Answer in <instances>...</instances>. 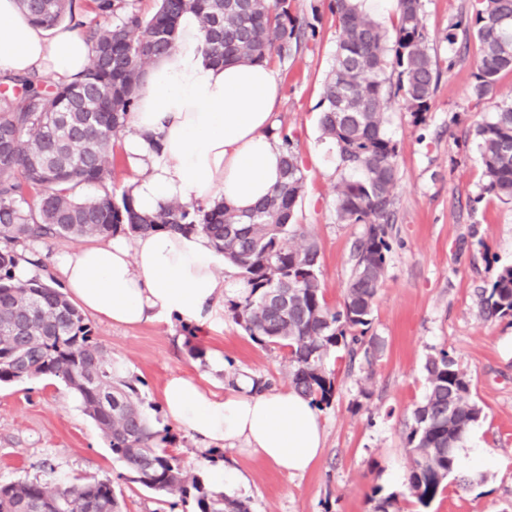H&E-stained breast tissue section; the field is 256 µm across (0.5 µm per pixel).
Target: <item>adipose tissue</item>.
<instances>
[{
  "label": "adipose tissue",
  "mask_w": 512,
  "mask_h": 512,
  "mask_svg": "<svg viewBox=\"0 0 512 512\" xmlns=\"http://www.w3.org/2000/svg\"><path fill=\"white\" fill-rule=\"evenodd\" d=\"M91 47L79 31L34 26L16 0H0V75L71 81ZM280 93L268 63L209 61L196 15L178 25L175 48L152 65L130 112L123 150L136 209L153 215L173 202L222 201L250 211L281 179L282 151L269 131ZM203 233L118 234L57 254L52 268L71 298L102 321L138 326L175 317L191 323L236 290ZM167 417L198 442L244 445L275 469L306 472L324 447L318 408L295 389L258 392L240 376L218 396L182 374L163 388Z\"/></svg>",
  "instance_id": "1"
}]
</instances>
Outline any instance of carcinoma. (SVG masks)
Here are the masks:
<instances>
[{"label":"carcinoma","instance_id":"1","mask_svg":"<svg viewBox=\"0 0 512 512\" xmlns=\"http://www.w3.org/2000/svg\"><path fill=\"white\" fill-rule=\"evenodd\" d=\"M45 30L75 16L74 0H17ZM94 19L78 22L92 45L76 80L51 88L34 76H0V383L49 376L80 399L129 480L158 496L185 499L195 491L197 512H249L245 502L205 488L168 448L169 431L155 428L141 408L138 388L114 373L112 358L89 320L51 283L12 274L33 241L104 238L146 231L207 235L233 266L245 292L225 300L234 321L255 344L286 352L292 387L318 407L331 404L335 377L325 360L344 351L379 350L370 334L378 290L391 252L396 144L385 132V110L399 99L415 118L429 110L440 66L423 24L422 0H398L396 37L364 13L356 0H333L341 30L332 69L323 84L319 123L336 146L342 171L336 215L363 225L340 308L324 297L320 249L296 215L304 174L283 130L282 176L270 195L247 213L222 203H175L143 215L126 191L116 195L113 150L127 127L147 68L175 48L180 18L191 12L211 59L270 61L300 46L302 27L288 0H158L143 16L135 0H92ZM474 34L481 44L472 97L495 98L501 73L512 71V0H476L473 16L448 26L446 39ZM396 74V81L387 72ZM486 183L483 191L512 201V101L475 131ZM96 185L88 196L83 187ZM32 196L35 203H28ZM488 318H512V265L482 290ZM428 392L412 412L405 441L411 465L401 491L369 495L374 512H427L460 462L455 449L483 408L471 397V379L447 351L427 358ZM0 512H122L110 481L48 480L0 483Z\"/></svg>","mask_w":512,"mask_h":512}]
</instances>
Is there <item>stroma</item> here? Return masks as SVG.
I'll use <instances>...</instances> for the list:
<instances>
[{
  "instance_id": "stroma-1",
  "label": "stroma",
  "mask_w": 512,
  "mask_h": 512,
  "mask_svg": "<svg viewBox=\"0 0 512 512\" xmlns=\"http://www.w3.org/2000/svg\"><path fill=\"white\" fill-rule=\"evenodd\" d=\"M297 24L312 25L300 49L274 63L280 83L278 125L299 154L305 176L297 219L316 240L323 264L324 295L339 307L352 268L358 224L336 216L338 160L327 150L319 124L323 83L330 72L340 29L330 0H289ZM423 23L441 65L423 121L400 102L390 103L386 132L397 145L398 182L392 250L373 313L372 333L382 346L372 361L347 369L340 353L325 367L336 393L321 411L325 449L312 469L291 476L247 449L198 455L197 444L162 412V390L182 373L223 393L235 374L275 379L290 386L283 351L255 345L227 308L202 326L163 319L135 328L99 319V342L138 388L152 423L168 428L171 447L188 471L205 475L207 462L238 471L241 483L229 497L251 512H372L374 485L402 490L411 465L403 441L406 423L422 402L429 355L448 350L472 380V397L484 409L472 436L494 464L480 481L447 491L430 512H512V320L489 319L480 293L496 272L512 265V202L483 190L485 178L474 128L495 110L475 101L471 85L480 56L477 40L448 44L451 23L469 18L473 0H422ZM201 347L194 357L190 346ZM102 433L79 399L54 378L0 384V481H111L121 491L123 512H195L194 499L160 497L122 476Z\"/></svg>"
}]
</instances>
